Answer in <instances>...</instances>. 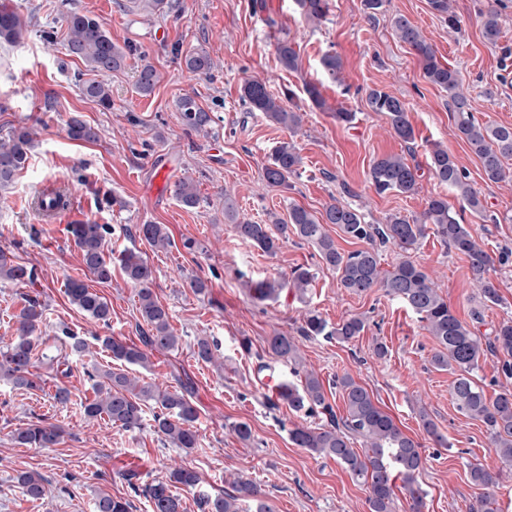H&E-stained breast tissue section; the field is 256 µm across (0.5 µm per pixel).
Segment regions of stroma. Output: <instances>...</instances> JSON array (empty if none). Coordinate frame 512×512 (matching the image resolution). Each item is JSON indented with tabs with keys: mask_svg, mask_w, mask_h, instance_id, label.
<instances>
[{
	"mask_svg": "<svg viewBox=\"0 0 512 512\" xmlns=\"http://www.w3.org/2000/svg\"><path fill=\"white\" fill-rule=\"evenodd\" d=\"M4 2L28 22L29 32L17 44L0 43V138L25 125L33 130L34 143L25 168L0 190V247L15 261L38 269L44 302L39 348L48 358L38 368L45 381L41 390L0 381V512H96L98 495L127 494L124 471H137L145 481L161 479L178 461L195 467L204 491L228 489L238 475L253 480L275 512H369L367 485L336 461L292 444L288 430L296 416L285 407L276 413L267 408L272 391L265 388V379L293 377L290 364L269 354L267 339L277 331L295 335L308 307L329 324L356 315L366 318L367 327L345 344L301 339L303 364L328 385L350 374L408 436L422 442L426 462L418 481L426 492L423 512H472L484 491L471 484L468 466L494 464L489 435L481 422L457 411L450 395L453 376L431 365L435 344L416 316L380 289L346 292L334 271L318 265L313 248L296 239L283 243L273 256L243 242L224 218V197L232 195L240 216L258 222L270 211L287 216L292 204L317 215L335 200L359 207L371 224L383 223L391 213L418 216L436 194L456 207L459 199L425 171L428 152L437 143L447 147L483 200L484 214L464 212V223L473 225L491 255L512 248V181L485 179L479 159L453 127L447 93L424 78L418 60L391 26L393 17L405 16L422 30L438 58L461 72L463 91L480 123L511 126L512 0H452L460 19L455 29L431 10L428 0H386L373 19L361 0H330L327 17L318 23L308 21L295 0H263L258 12L252 11L251 0H166L161 13L145 11L141 0ZM491 7L498 9L501 23L494 46L483 39L479 21L480 12ZM70 11L97 17L113 43L137 49L125 68L108 78L111 108L81 94L76 75L83 63L41 37L59 31L60 13ZM283 37L294 42L299 54L296 70H284L278 62L276 44ZM195 48L209 53L210 75L188 72L175 56ZM329 53L342 61V82L330 80L321 65ZM145 60L160 75L147 95L135 87ZM250 78L268 81L276 91H297L294 104L302 123L295 131L250 111L241 98V87ZM308 84L318 87L325 108L314 107L303 94ZM373 88L407 103L416 133L413 146L390 132L383 115L370 111L366 96ZM184 95L212 113L215 124L208 135L184 131L175 109ZM339 108L355 113L352 125L336 122ZM74 115L95 128L97 141L69 139L66 122ZM280 141L294 142L302 157L295 188L285 193L263 180L271 149ZM384 155L404 156L423 169L414 194L375 193L370 166ZM162 169L168 184L156 194L152 186ZM182 179L194 183L197 207H184L176 199L172 185ZM56 184L68 189L72 205L67 216L47 221L32 200L44 186ZM495 215L500 223H492ZM85 220L108 227L112 257L133 250L152 266L154 293L168 308L180 344L175 351L155 353L150 369L136 374L171 391L180 379H191L199 448L185 452L163 446L148 426L125 431L107 420L84 417L83 403L93 395L87 370L121 367L101 347L100 337L134 342L142 323L136 291L117 266L111 283L96 287L111 306L108 324L96 323L69 302L66 281L83 276L85 268L68 227ZM137 224L166 225L171 247L156 249L131 234ZM188 239L198 243V250L184 248ZM412 258L432 275L459 319L470 321L472 309H481L478 334L512 319V260L491 270L502 301L485 305L463 254L430 236ZM299 265L312 266L316 273L308 303L286 291L277 301L260 305L241 286L242 277L286 276ZM196 276L208 282L204 294L189 286ZM65 330L90 341L85 355L67 356L71 373L66 377L49 362L62 353L58 337ZM202 336L218 343L223 370L197 360L194 344ZM378 342L387 345L386 358L373 355ZM263 364L269 373L260 372ZM60 386L70 392L63 405L53 399ZM423 411L443 443L424 433ZM35 415L62 429L54 447L27 448L15 441V430ZM240 421L250 424L251 441L233 433L232 423ZM26 471L50 480L45 498L23 495L17 476Z\"/></svg>",
	"mask_w": 512,
	"mask_h": 512,
	"instance_id": "obj_1",
	"label": "stroma"
}]
</instances>
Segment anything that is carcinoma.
Segmentation results:
<instances>
[{
  "label": "carcinoma",
  "instance_id": "obj_1",
  "mask_svg": "<svg viewBox=\"0 0 512 512\" xmlns=\"http://www.w3.org/2000/svg\"><path fill=\"white\" fill-rule=\"evenodd\" d=\"M303 14L311 21H320L329 10L328 0H296ZM432 10L448 25H458V19L450 0H429ZM66 36L61 42L64 54L82 61L94 78L79 80L82 94L108 108L112 95L105 77L121 70L131 49H123L112 42L109 32L99 20L87 14L69 12L64 17ZM392 29L398 40L413 51L431 84L448 93L451 118L459 135L466 140L472 152L480 159L485 178L498 183L506 179L504 160L512 158V126L484 125L471 112L467 97L462 92L463 79L459 71L442 64L433 45L418 27L407 18L396 16ZM483 38L490 44L500 37L499 11L489 8L481 14ZM26 31V22L13 10L0 9V42H19ZM281 66L293 71L298 65V54L288 37L280 39L276 46ZM185 68L195 74L210 73L213 62L203 50L184 55ZM322 66L329 78L342 81V64L331 54L322 58ZM159 79L155 67L148 61L140 66L137 76L139 93H151ZM242 98L250 109L262 113L264 118L285 129L299 127L301 114L285 105L292 91L273 92L267 82L249 79L241 88ZM367 105L373 112L382 114L390 131L406 144L415 141L407 104L383 89H372L367 95ZM179 121L187 131L202 132L211 127L214 118L196 100L185 95L177 101ZM70 139L94 142L98 133L77 116L67 122ZM32 149L31 129L14 128L7 137L0 139V188L10 186L25 167ZM302 158L297 147L290 142H279L272 148L271 160L264 168L263 179L267 186L286 192L293 188L291 178L298 175ZM429 169L442 184L452 188L464 206L474 213L485 211L479 194L458 166L448 149L436 144L429 151ZM370 181L379 195L387 193L412 194L418 188V169L409 165L404 157L387 155L373 161ZM174 194L187 208L199 204L195 185L183 179L174 185ZM224 218L234 224L236 235L244 242L257 247L268 255H274L280 245L295 237L302 244L311 246L318 257V264L336 272L340 287L354 294H363L380 288L392 300L407 307L436 343L430 363L454 375L450 386L453 403L464 416L482 422L489 434L491 448L501 467L494 469L482 463L470 465L472 484L486 490L496 486L504 475V469L512 468V391L504 389L493 397L486 394L476 380L480 361L492 352L502 361L505 377H512V320L501 322L486 336H480L470 325L462 322L448 306L432 277L411 259V251L421 240L433 234L440 242L462 254L469 260L473 285L483 301L501 302L498 288L489 277L494 258L479 243L472 225L461 222L459 214L448 203V197L435 195L427 200L420 216L409 220L398 213L386 217L383 224H369L362 212L340 202L328 204L320 216L305 208L293 205L288 208V219L274 212L267 213V223L257 224L239 219L234 200L224 196ZM334 224L352 242L364 243V247L352 251L338 248L326 225ZM138 235L156 249L172 245L164 224H139ZM71 234L80 249L82 263L96 282L112 281V259L105 254L107 228L90 221L72 225ZM390 246L397 253V260L390 269L381 267L379 247ZM122 271L129 283L137 288L139 312L146 324L140 331L141 345L128 344L114 336H97L95 340L112 354V359L147 368L156 352L178 349L179 337L173 333L167 309L158 301L151 285L153 271L138 253L128 251L119 259ZM315 273L310 267L297 266L285 280L264 279L257 282L242 281V286L255 301L278 299L288 288L301 302H307L309 288L313 286ZM0 281L34 287L39 282L35 266L13 260L0 248ZM69 301L97 322L106 323L111 309L108 301L81 279L68 280L65 288ZM21 308L15 315V336L0 347V380H7L17 387L36 390L42 388L43 379L34 372L38 360L36 349L37 331L42 323L43 305L39 295H20ZM363 317H350L331 326L314 309L304 311L300 336H323L340 343L359 338L366 329ZM62 345L76 354L87 350L86 341L68 331H63ZM197 359L214 364L218 362L217 346L206 337L195 343ZM272 356L294 365V375L300 382L278 383L275 399L269 408L277 409L285 404L297 416L311 417L322 414L326 423L311 427L302 423L288 430L289 438L299 448L312 454L329 458L342 465L355 479L369 486V512H396V493L399 488L411 501V512H422L424 492L418 482L424 458L421 444L408 437L392 415L384 411L362 384L345 374L336 380V388L342 396L345 414L337 416L326 402V390L320 375L313 370H299L300 348L293 336L276 333L268 340ZM92 381L94 397L84 403V415L92 420L107 417L112 424L126 431L143 427L146 404H157L153 414L154 432L162 440L188 452L199 443L194 422L197 410L191 403L188 389L161 390L142 382L127 370H93L87 372ZM62 437L60 427L39 417L37 421L20 428L15 440L30 448H51ZM360 448H354V444ZM134 496H144L150 503L151 512H183L182 502L173 488L179 486L195 490L201 484V476L194 468L177 464L166 479L151 482L135 480V474L122 473ZM17 482L27 496L41 499L48 494L44 476L37 472H22ZM232 492L214 494L201 492L197 504L199 512H239L238 502L250 501L253 512H272L261 489L249 480L237 477L231 481ZM131 501L122 496L102 494L96 502V512H131Z\"/></svg>",
  "mask_w": 512,
  "mask_h": 512
}]
</instances>
